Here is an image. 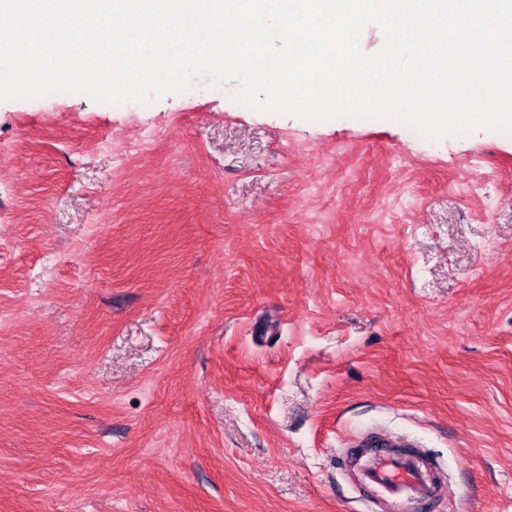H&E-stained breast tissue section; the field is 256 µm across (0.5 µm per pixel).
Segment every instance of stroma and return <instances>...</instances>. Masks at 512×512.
Instances as JSON below:
<instances>
[{"instance_id":"obj_1","label":"stroma","mask_w":512,"mask_h":512,"mask_svg":"<svg viewBox=\"0 0 512 512\" xmlns=\"http://www.w3.org/2000/svg\"><path fill=\"white\" fill-rule=\"evenodd\" d=\"M371 426L512 512V135L0 102V512H361Z\"/></svg>"}]
</instances>
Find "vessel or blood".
Listing matches in <instances>:
<instances>
[{"mask_svg": "<svg viewBox=\"0 0 512 512\" xmlns=\"http://www.w3.org/2000/svg\"><path fill=\"white\" fill-rule=\"evenodd\" d=\"M339 457L344 473L373 512H437L447 495L438 463L408 435L370 429L349 438Z\"/></svg>", "mask_w": 512, "mask_h": 512, "instance_id": "b4317fda", "label": "vessel or blood"}]
</instances>
